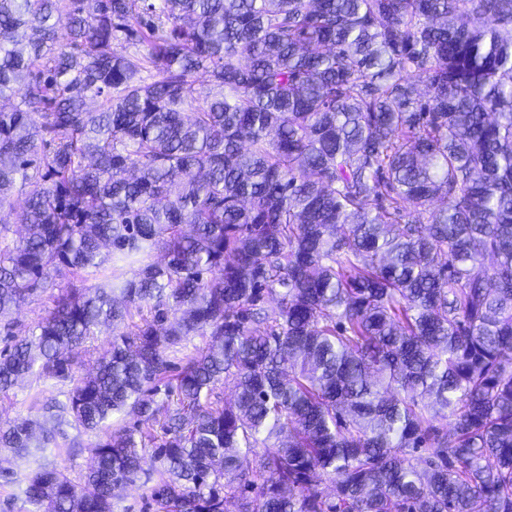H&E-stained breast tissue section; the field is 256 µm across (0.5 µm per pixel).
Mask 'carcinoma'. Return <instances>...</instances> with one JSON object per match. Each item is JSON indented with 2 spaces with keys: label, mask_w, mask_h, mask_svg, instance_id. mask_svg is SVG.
<instances>
[{
  "label": "carcinoma",
  "mask_w": 512,
  "mask_h": 512,
  "mask_svg": "<svg viewBox=\"0 0 512 512\" xmlns=\"http://www.w3.org/2000/svg\"><path fill=\"white\" fill-rule=\"evenodd\" d=\"M19 91L0 393L71 388L0 447L101 432L32 512H512V0H0ZM57 292L56 288H48L41 297L33 302L23 304L21 308L12 315L14 326L12 331L18 336H27L34 329L41 309L49 304L50 295ZM110 330L102 328V333L98 336V340L92 343H87L79 348L77 354V370L79 374L91 371L96 367L98 358L102 351L101 344L109 336ZM157 476L148 484L143 480L137 481L121 490L116 491L112 501V512H155L151 499V487L155 484Z\"/></svg>",
  "instance_id": "1"
}]
</instances>
